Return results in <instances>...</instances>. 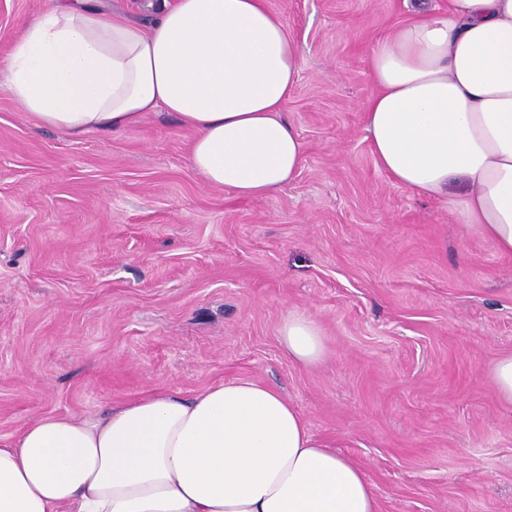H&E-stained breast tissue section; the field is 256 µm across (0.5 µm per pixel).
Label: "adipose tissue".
<instances>
[{"instance_id":"ef3b65f1","label":"adipose tissue","mask_w":512,"mask_h":512,"mask_svg":"<svg viewBox=\"0 0 512 512\" xmlns=\"http://www.w3.org/2000/svg\"><path fill=\"white\" fill-rule=\"evenodd\" d=\"M143 25L102 0H55L0 63V89L78 136L175 113L192 168L262 198L294 178L303 144L284 106L302 58L267 0H141ZM365 137L395 186L446 200L512 255V0H416L378 39ZM280 342L318 361L319 324L288 311ZM0 512H379L362 469L315 438L279 391L250 378L158 388L87 416H47L0 439Z\"/></svg>"}]
</instances>
